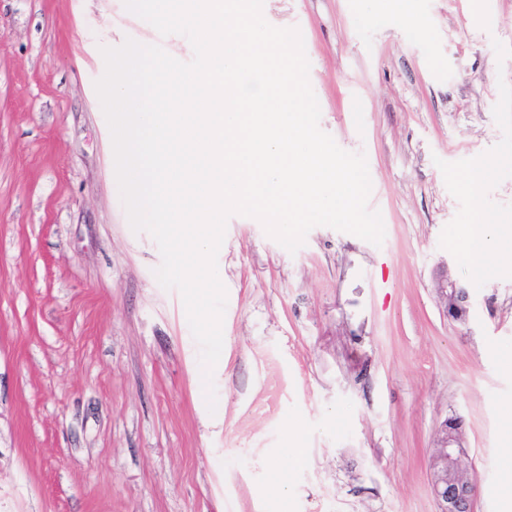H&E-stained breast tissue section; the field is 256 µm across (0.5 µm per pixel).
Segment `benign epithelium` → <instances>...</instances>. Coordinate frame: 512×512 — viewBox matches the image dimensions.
Here are the masks:
<instances>
[{"instance_id": "7a95c632", "label": "benign epithelium", "mask_w": 512, "mask_h": 512, "mask_svg": "<svg viewBox=\"0 0 512 512\" xmlns=\"http://www.w3.org/2000/svg\"><path fill=\"white\" fill-rule=\"evenodd\" d=\"M435 291L444 316L455 321H467L472 305L471 294L452 277L445 262L439 265ZM463 444L464 434L458 419L445 420L438 431L436 452L443 467L431 472V485L439 512H473L475 485L470 481H460L453 475V470L460 466Z\"/></svg>"}]
</instances>
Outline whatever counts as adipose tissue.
Returning <instances> with one entry per match:
<instances>
[{
  "mask_svg": "<svg viewBox=\"0 0 512 512\" xmlns=\"http://www.w3.org/2000/svg\"><path fill=\"white\" fill-rule=\"evenodd\" d=\"M512 251V225L501 223L483 211H475L467 228L461 257L473 273L482 277L496 271L499 255Z\"/></svg>",
  "mask_w": 512,
  "mask_h": 512,
  "instance_id": "obj_1",
  "label": "adipose tissue"
}]
</instances>
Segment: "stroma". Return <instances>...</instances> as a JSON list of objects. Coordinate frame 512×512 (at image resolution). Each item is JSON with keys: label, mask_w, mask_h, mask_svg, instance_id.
I'll return each instance as SVG.
<instances>
[{"label": "stroma", "mask_w": 512, "mask_h": 512, "mask_svg": "<svg viewBox=\"0 0 512 512\" xmlns=\"http://www.w3.org/2000/svg\"><path fill=\"white\" fill-rule=\"evenodd\" d=\"M470 3L264 0L302 33L321 129L365 153L385 239L318 226L292 254L232 216L211 410L94 87L101 47L188 62L190 42L124 0H0V512H438L449 417L474 512H512V265L480 278L458 257L475 208L512 221V0ZM443 260L466 322L440 310ZM492 174V168L488 164H475L464 176V183L471 197L478 201L484 183Z\"/></svg>", "instance_id": "obj_1"}]
</instances>
